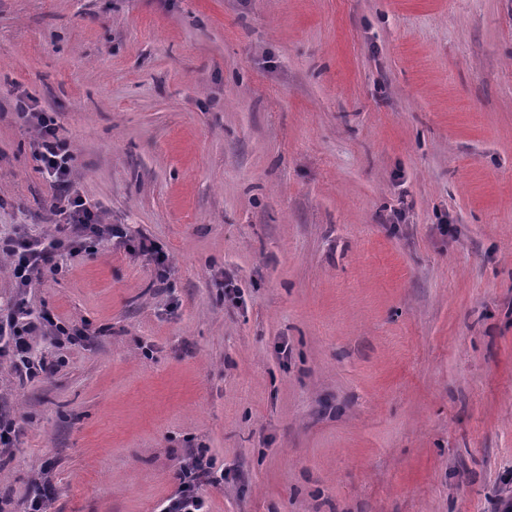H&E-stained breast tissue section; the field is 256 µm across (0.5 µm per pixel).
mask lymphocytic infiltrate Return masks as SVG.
Returning a JSON list of instances; mask_svg holds the SVG:
<instances>
[{
  "instance_id": "obj_1",
  "label": "lymphocytic infiltrate",
  "mask_w": 512,
  "mask_h": 512,
  "mask_svg": "<svg viewBox=\"0 0 512 512\" xmlns=\"http://www.w3.org/2000/svg\"><path fill=\"white\" fill-rule=\"evenodd\" d=\"M17 120L38 131L35 157L40 171L61 185L63 194L49 204L52 215L62 217L56 234L32 240L23 236L0 241V253L10 259V272L16 287L26 289L45 274L58 272L60 261L86 250L88 245H108L121 238V231L103 223L97 206L87 203L71 191L73 154L69 142L58 134L53 117L37 112L26 101H18ZM52 326L55 336L67 335V328L46 312L26 311L0 320V359H9L15 370L32 379L51 372L52 367L32 359V339L42 327ZM213 464L205 452H198L180 463L177 470L178 488L160 505V512H209L208 503L199 488L200 478L208 474Z\"/></svg>"
}]
</instances>
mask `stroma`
<instances>
[{
    "mask_svg": "<svg viewBox=\"0 0 512 512\" xmlns=\"http://www.w3.org/2000/svg\"><path fill=\"white\" fill-rule=\"evenodd\" d=\"M117 245L27 298L84 340L0 396L21 512H498L512 499V0H0V236L54 232L16 98ZM232 278L237 296L224 293ZM137 250L151 265L157 280L162 283L166 282L170 277L172 267L167 252L156 242L146 239L138 242ZM213 464L206 451H200L180 463L177 470L178 488L159 506V512H209L205 496L200 492V478L210 473Z\"/></svg>",
    "mask_w": 512,
    "mask_h": 512,
    "instance_id": "stroma-1",
    "label": "stroma"
}]
</instances>
